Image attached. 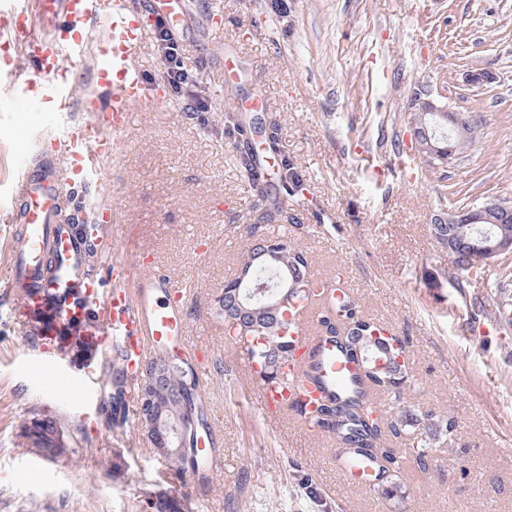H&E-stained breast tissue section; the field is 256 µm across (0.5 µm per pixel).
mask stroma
Returning <instances> with one entry per match:
<instances>
[{
    "instance_id": "obj_1",
    "label": "stroma",
    "mask_w": 512,
    "mask_h": 512,
    "mask_svg": "<svg viewBox=\"0 0 512 512\" xmlns=\"http://www.w3.org/2000/svg\"><path fill=\"white\" fill-rule=\"evenodd\" d=\"M187 2L179 42L209 109L185 111L174 96L138 113L107 173L120 241L152 251L187 286L186 356L197 360L200 347L213 354L204 392L223 465L202 481L176 476L136 418L109 428L98 378L108 349L63 363L72 376L96 375L89 396L50 394L36 375L46 352L31 346L12 299L0 295V512H157L169 497L186 498L190 512H512V325L493 319L496 297L512 295V256L460 289L429 231L436 211L512 201V0ZM209 10L223 12V28L200 25ZM480 70L493 83L470 84ZM423 86L476 120L475 140L448 168H431L411 147L410 100ZM258 89L267 106L254 111ZM228 112L276 128L271 167L293 164L302 195L250 193L224 131ZM36 120L24 113L0 126V205L16 136ZM268 212L291 223L288 236L308 251L312 272L341 275L366 316L407 337L409 380L401 400L381 397L386 415L430 410L454 424L453 442L431 443L425 471L404 441L391 440L401 498L346 484L331 433L306 430L292 410L266 417L253 404L213 306L238 275L246 226ZM43 413L57 418L69 448L55 460L24 443Z\"/></svg>"
}]
</instances>
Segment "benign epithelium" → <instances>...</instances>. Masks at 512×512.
<instances>
[{
	"label": "benign epithelium",
	"mask_w": 512,
	"mask_h": 512,
	"mask_svg": "<svg viewBox=\"0 0 512 512\" xmlns=\"http://www.w3.org/2000/svg\"><path fill=\"white\" fill-rule=\"evenodd\" d=\"M416 97L432 114L447 112V108L432 98V92L421 88ZM448 138H467L474 134L475 126L461 113L448 112ZM411 137L418 153L429 161L439 160L449 165L454 160L453 148L441 146L442 139L436 135L432 121L411 123ZM512 218V203L501 199H488L477 206L442 210L434 214V224H480L486 221L501 225L500 233L494 237H485L481 245L470 249L474 266H487L503 255L512 254V234L504 228ZM168 365L155 362L144 366L137 404L140 411V425L147 439L154 445L163 446L166 453L184 451L186 434V416L178 408L176 397L166 387Z\"/></svg>",
	"instance_id": "1"
}]
</instances>
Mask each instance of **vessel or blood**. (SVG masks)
I'll return each instance as SVG.
<instances>
[{
  "label": "vessel or blood",
  "instance_id": "vessel-or-blood-1",
  "mask_svg": "<svg viewBox=\"0 0 512 512\" xmlns=\"http://www.w3.org/2000/svg\"><path fill=\"white\" fill-rule=\"evenodd\" d=\"M187 15L183 0H28L0 10V75L16 79L22 57L38 73L37 79L19 82L12 111L44 112L76 101L83 114L62 135L39 129L16 139L13 161L19 175L10 185V207L0 211L13 241L0 292L12 297L14 316L23 319L41 348L58 347L65 331L99 345L119 340L133 368L148 354L190 345L185 286L154 270L145 254L129 259L120 254L110 235L117 221L111 198L98 191L78 209L69 207L71 185L88 187L101 180L106 161L123 152L135 114L168 103L162 80L148 77L140 55L157 22L175 33ZM87 59L96 84L78 99L73 67ZM87 223L97 225V235L76 232V225ZM93 251L110 256L112 288L105 293L90 271ZM331 306L319 296L301 302L290 335L300 346L317 347L318 354L311 363L288 362L278 384L260 385L262 409L304 389L308 367H316L331 390L337 379L354 376V365L338 360L335 348L315 330ZM44 366L54 374L55 395L86 397V382L58 378L56 360Z\"/></svg>",
  "mask_w": 512,
  "mask_h": 512
}]
</instances>
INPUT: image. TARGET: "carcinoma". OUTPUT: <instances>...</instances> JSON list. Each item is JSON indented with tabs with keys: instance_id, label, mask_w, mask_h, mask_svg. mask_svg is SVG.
Segmentation results:
<instances>
[{
	"instance_id": "obj_1",
	"label": "carcinoma",
	"mask_w": 512,
	"mask_h": 512,
	"mask_svg": "<svg viewBox=\"0 0 512 512\" xmlns=\"http://www.w3.org/2000/svg\"><path fill=\"white\" fill-rule=\"evenodd\" d=\"M256 152L249 145L240 147L239 166L250 175V190L258 195H265L267 183L255 173ZM281 189L287 195H296L303 191V180L297 168L284 163L279 174ZM430 232L436 242L444 250L455 271L457 285L463 289L471 277L485 273V268L473 269V266L463 264L457 251L448 248V225L432 224ZM248 246L243 253L240 266L248 267V277L253 284L264 286V273L279 272L287 277L290 272L298 273L300 288L285 294H258L248 298L249 289L238 286L237 279L224 283V298L215 304L214 312L224 319V329L234 330V335L227 336L232 342L243 338H251L250 352L259 364L258 376L266 384L275 382L282 366L288 360L290 350L288 338V322L283 319V313L292 310V304L306 299L314 294L318 283L312 278L310 260L307 252L288 241L287 232L273 233L265 224H249L246 226ZM267 244L277 249L278 258L263 265L251 261L254 250ZM335 308L332 314L321 320L324 329L332 334L330 340L336 344L338 353L349 361L361 359L364 371L353 378V387L344 393H333L323 389L319 398L317 414L311 416L310 422L317 427L336 436V442L341 448H346L352 457L371 460L372 468L379 472L382 481L378 483V491L389 499L401 497V486L394 479V469L397 457L388 448V437L399 438L408 427L422 429L421 436L409 443L410 454L423 469L429 465L426 451L427 438L436 435H447L452 432L448 423L440 420L435 413H412L402 411L390 420L373 417L377 413L376 397L384 395L401 396L408 380L407 341L399 336L379 337L373 332L380 330L381 323L365 316L359 310L356 300L346 293H341L334 299ZM254 310L257 315L259 329H244L233 327L232 321L238 319L242 311ZM70 352L89 357L97 352V348L82 336L64 337ZM402 356V363L392 360L382 370L372 371L369 359L372 357ZM128 371L125 350L121 344L112 347V358L105 360L104 375L110 377L117 369ZM167 385L169 391L180 397L184 402L193 406L198 424V431L207 429L208 409L202 399L200 382L196 371L175 361L168 373ZM29 431L35 432V438H27V444L38 448L39 455L46 459H54L64 450L61 434L55 420L46 423H35ZM167 465L181 471L192 470L205 475V463L200 451H195L193 457L168 453L164 455Z\"/></svg>"
}]
</instances>
